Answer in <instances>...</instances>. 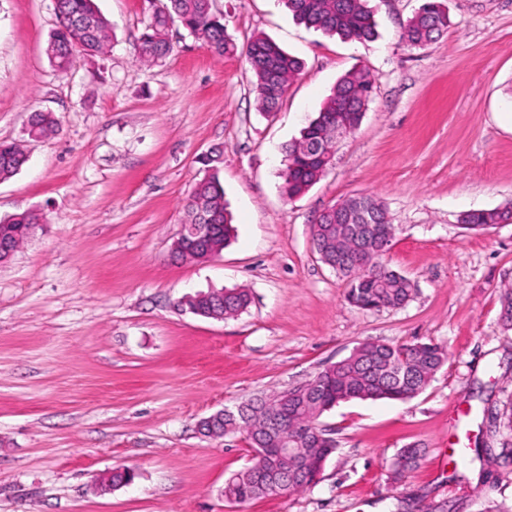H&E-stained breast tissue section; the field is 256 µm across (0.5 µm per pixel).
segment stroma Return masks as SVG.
<instances>
[{
    "instance_id": "obj_1",
    "label": "stroma",
    "mask_w": 512,
    "mask_h": 512,
    "mask_svg": "<svg viewBox=\"0 0 512 512\" xmlns=\"http://www.w3.org/2000/svg\"><path fill=\"white\" fill-rule=\"evenodd\" d=\"M425 0H369L375 41L296 21L280 0H213L243 46L275 41L303 62L277 112L258 111L243 55L213 54L172 23L170 55L138 63L163 0H96L105 53L60 73L44 53L53 0H0V142L29 160L0 181V218L44 221L0 266V512H512V463L455 451L492 444L484 410L512 395V223L467 232L470 210L512 202V0H445L436 42L402 39ZM364 68L375 88L359 126L306 193L280 191L283 148L337 80ZM55 135L31 140V112ZM221 150L234 234L206 262L175 260L184 207ZM356 195L395 227L386 255L415 285L397 309L360 310L312 243L317 216ZM208 288H245L248 310L213 320L178 308ZM433 342L448 360L406 401L352 400L319 419L336 442L315 485L232 503L224 480L249 462L240 437L199 421L315 377L361 343ZM419 467L392 482L400 448ZM118 467L135 481L108 492Z\"/></svg>"
}]
</instances>
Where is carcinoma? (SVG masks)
I'll use <instances>...</instances> for the list:
<instances>
[{
	"mask_svg": "<svg viewBox=\"0 0 512 512\" xmlns=\"http://www.w3.org/2000/svg\"><path fill=\"white\" fill-rule=\"evenodd\" d=\"M297 20L309 27L343 39L359 42L377 37L374 13L367 0H282ZM58 25L48 42L59 65L70 64L74 53L97 55L105 51L110 40V26L95 7L94 0H56ZM177 20L190 34L216 55L237 52L236 44L224 30V24L213 14L211 0H166L145 27L138 47V61L151 65L170 51L169 23ZM448 11L442 0H428L426 5L406 24L404 38L420 48L435 41L448 30ZM253 74V90L258 108L264 113L278 109L290 82L301 72L303 63L289 55L264 36L254 37L243 49ZM375 79L366 69L344 75L334 87L314 118L302 131L301 138L284 147L288 164L283 173L281 191L288 198L304 194L318 182L334 155L335 138L327 127L336 106L348 104L350 128H356L367 109ZM57 132V122L50 112H34L30 116L28 136L41 139ZM314 137L320 143L325 159L306 163L297 155L302 139ZM28 160L18 144H0V180L17 174ZM219 161L207 162L208 173L199 180L187 204L186 221L197 223L199 213L213 217L208 248L222 252L231 236V216L224 205V185L219 176ZM367 220L350 227L330 224L321 214L312 227L314 246L335 260L333 270L347 282L346 298L361 310L397 308L410 298L412 285L405 276L392 270L385 262L387 251L380 253L362 248L364 240L389 244L394 225L388 211L378 201L367 202ZM42 216L25 211L0 221V241L12 250L26 242ZM464 228L486 231L496 224L512 222V204L492 210H472L460 219ZM251 302L245 288H213L182 298L180 306L207 318H227L244 312ZM500 320L512 331V287L501 295ZM447 350L434 343L388 344L365 342L349 356L323 369L321 376L310 383L269 396L251 398L235 409L224 410V418L208 428L207 436H244L254 453L243 469L230 474L224 482V497L231 502L246 503L276 494L281 487L300 491L310 486L315 474L335 452V441L318 428L321 415L336 404L349 400H409L425 391L447 362ZM490 433H502L505 439L498 448H476L478 458L495 464L512 453V399L502 406L484 409ZM291 448L288 457L269 464L256 453L260 448H278L282 439ZM422 456L415 445L400 449L391 469V478L402 480L414 470Z\"/></svg>",
	"mask_w": 512,
	"mask_h": 512,
	"instance_id": "cac0c4a2",
	"label": "carcinoma"
}]
</instances>
